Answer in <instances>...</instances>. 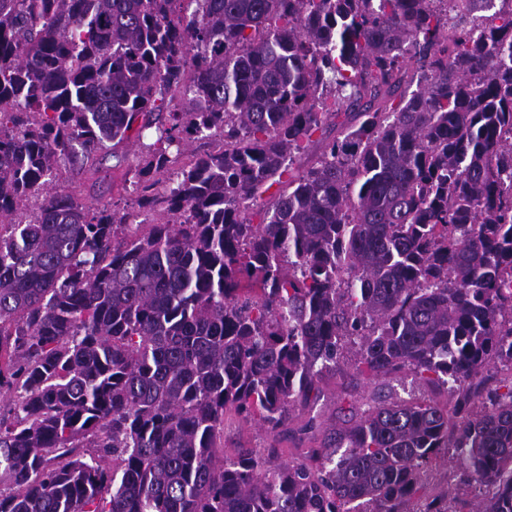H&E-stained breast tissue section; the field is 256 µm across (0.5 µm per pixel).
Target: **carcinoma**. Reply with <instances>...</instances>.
<instances>
[{
    "mask_svg": "<svg viewBox=\"0 0 512 512\" xmlns=\"http://www.w3.org/2000/svg\"><path fill=\"white\" fill-rule=\"evenodd\" d=\"M500 2L0 0V512H512ZM134 130L162 219L129 235L57 182ZM350 345L446 402L374 397L314 445L294 414ZM229 411L308 446L227 457ZM453 458L461 493H425ZM216 143L210 139H198L191 143L189 148L184 152L183 159H177L175 153L171 155L174 162L170 168L179 171L181 168L190 165L197 157L204 155L206 152L215 148Z\"/></svg>",
    "mask_w": 512,
    "mask_h": 512,
    "instance_id": "1",
    "label": "carcinoma"
}]
</instances>
